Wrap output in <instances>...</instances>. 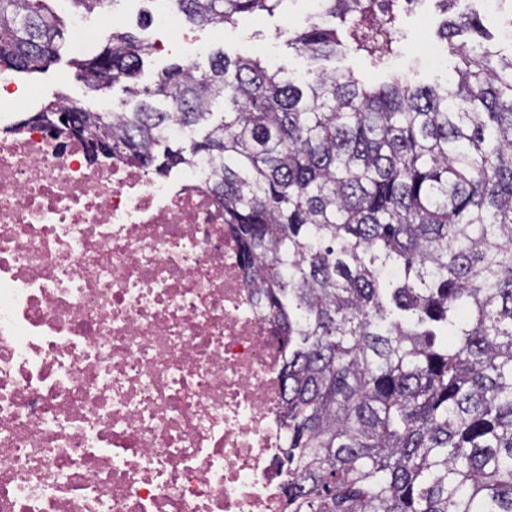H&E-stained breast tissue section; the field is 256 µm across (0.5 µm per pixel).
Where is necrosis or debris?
Returning a JSON list of instances; mask_svg holds the SVG:
<instances>
[{
    "label": "necrosis or debris",
    "instance_id": "1",
    "mask_svg": "<svg viewBox=\"0 0 512 512\" xmlns=\"http://www.w3.org/2000/svg\"><path fill=\"white\" fill-rule=\"evenodd\" d=\"M0 70V125L42 108ZM0 136V512H285L282 340L205 162Z\"/></svg>",
    "mask_w": 512,
    "mask_h": 512
}]
</instances>
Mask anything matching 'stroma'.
Instances as JSON below:
<instances>
[{"label": "stroma", "mask_w": 512, "mask_h": 512, "mask_svg": "<svg viewBox=\"0 0 512 512\" xmlns=\"http://www.w3.org/2000/svg\"><path fill=\"white\" fill-rule=\"evenodd\" d=\"M443 20L435 0H424L418 16L401 17L404 38L397 43L387 68L376 69L366 59L351 55L316 60L296 52L290 42L297 32L311 24L312 19L294 0H283L282 6L271 15L264 12L243 14L234 24L224 27H184V40L145 56L137 82L154 84L161 71L174 63L207 69L211 55L221 50L232 57L258 56L269 69L285 67L300 75L351 70L368 82L379 83L386 80L390 72L398 71L407 74L415 84L443 87L454 70L456 57L444 55L442 65L437 69L428 66L424 58V47L435 43L436 32ZM74 59L70 47H63L57 61L45 71L23 75L22 80L35 86L46 100L65 94L93 110L105 102L118 107L128 101L129 96L120 83L100 90L89 89L78 78Z\"/></svg>", "instance_id": "stroma-1"}]
</instances>
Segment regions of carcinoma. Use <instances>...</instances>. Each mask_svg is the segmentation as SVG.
Masks as SVG:
<instances>
[{
	"label": "carcinoma",
	"mask_w": 512,
	"mask_h": 512,
	"mask_svg": "<svg viewBox=\"0 0 512 512\" xmlns=\"http://www.w3.org/2000/svg\"><path fill=\"white\" fill-rule=\"evenodd\" d=\"M195 27L282 0H168ZM378 0H324L337 20L297 33L314 59L387 65L362 33ZM443 91L395 75L298 80L217 51L173 65L135 104L78 112L88 143L162 174L204 158L259 304L283 336L288 512H512V55L461 49ZM65 20L50 0H0V66L47 67ZM151 47L115 32L75 60L91 89L136 75ZM224 102L212 120L213 104ZM178 121L204 134L175 141Z\"/></svg>",
	"instance_id": "obj_1"
}]
</instances>
